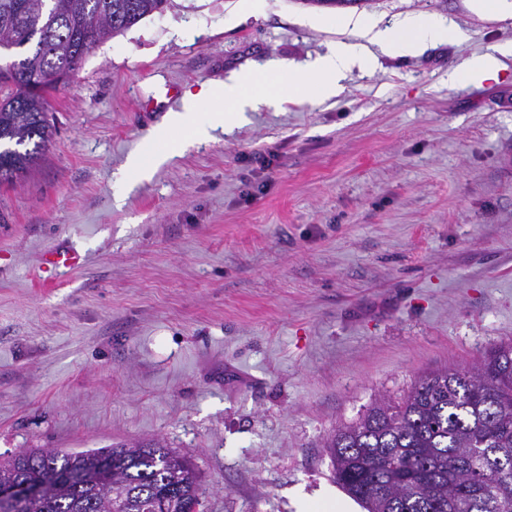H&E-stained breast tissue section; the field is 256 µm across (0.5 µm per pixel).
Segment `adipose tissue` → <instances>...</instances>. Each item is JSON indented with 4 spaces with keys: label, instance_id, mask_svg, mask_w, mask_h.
I'll list each match as a JSON object with an SVG mask.
<instances>
[{
    "label": "adipose tissue",
    "instance_id": "1",
    "mask_svg": "<svg viewBox=\"0 0 512 512\" xmlns=\"http://www.w3.org/2000/svg\"><path fill=\"white\" fill-rule=\"evenodd\" d=\"M334 24L338 40L306 72L292 73L286 64L272 62L198 94L186 95L180 109L168 111L155 131L156 137L177 151L183 146L178 138L181 131H189L195 140H206L218 127L245 122L248 113L276 106L286 97L313 103L329 100L342 92L348 72L372 67L379 55L414 56L424 45L444 43L458 34L454 24L423 15H407L389 26L344 14L337 16ZM203 108L209 109V120L196 123L195 114Z\"/></svg>",
    "mask_w": 512,
    "mask_h": 512
}]
</instances>
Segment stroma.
<instances>
[{"instance_id": "1", "label": "stroma", "mask_w": 512, "mask_h": 512, "mask_svg": "<svg viewBox=\"0 0 512 512\" xmlns=\"http://www.w3.org/2000/svg\"><path fill=\"white\" fill-rule=\"evenodd\" d=\"M408 13L464 37L173 155L152 132L186 92L271 58L302 70L335 10L172 0L87 55L39 164L0 186V456L157 439L194 464L206 512H297L294 492L335 487L338 424L512 339V18L359 11ZM494 52L496 79L449 83ZM140 151L156 165L115 206ZM60 247L82 264L43 266Z\"/></svg>"}]
</instances>
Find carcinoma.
<instances>
[{"label": "carcinoma", "instance_id": "cac0c4a2", "mask_svg": "<svg viewBox=\"0 0 512 512\" xmlns=\"http://www.w3.org/2000/svg\"><path fill=\"white\" fill-rule=\"evenodd\" d=\"M171 0H0V184L53 137L47 93L85 57ZM332 479L365 512H502L512 504V339L462 369L438 368L399 401L375 400L330 434ZM43 482L16 512H204L190 460L160 444L25 448L0 483Z\"/></svg>", "mask_w": 512, "mask_h": 512}]
</instances>
